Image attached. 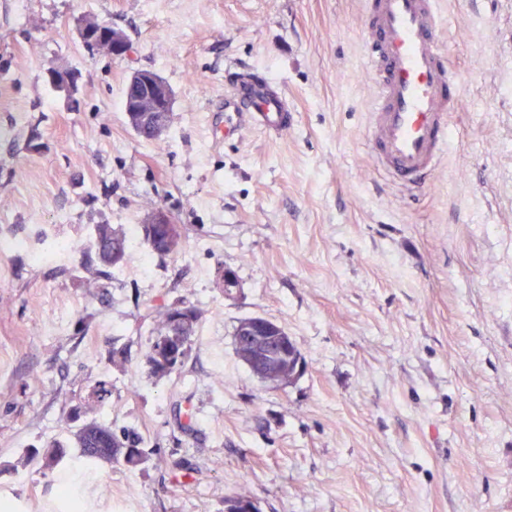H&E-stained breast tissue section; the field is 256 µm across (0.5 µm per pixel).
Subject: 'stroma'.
Returning a JSON list of instances; mask_svg holds the SVG:
<instances>
[{"instance_id":"35a3bbf8","label":"stroma","mask_w":512,"mask_h":512,"mask_svg":"<svg viewBox=\"0 0 512 512\" xmlns=\"http://www.w3.org/2000/svg\"><path fill=\"white\" fill-rule=\"evenodd\" d=\"M366 7L0 0V502L13 512H69L60 471L22 458L66 437L103 375L97 418L136 429L151 459L82 472L81 512H224L238 494L260 512H512V0H440L461 99L417 197L366 147ZM85 19L122 29L132 54L89 50ZM51 64L76 71L74 95L48 82ZM238 66L286 96L283 135L216 138ZM138 69L173 92L152 141L123 109ZM156 206L183 230L177 255L143 241ZM98 224L129 242L89 290ZM179 299L199 308L197 335L181 371L156 378L153 315ZM250 316L296 343L293 382L268 386L236 357Z\"/></svg>"}]
</instances>
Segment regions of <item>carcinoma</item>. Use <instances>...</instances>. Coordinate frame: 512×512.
<instances>
[{"label":"carcinoma","instance_id":"1","mask_svg":"<svg viewBox=\"0 0 512 512\" xmlns=\"http://www.w3.org/2000/svg\"><path fill=\"white\" fill-rule=\"evenodd\" d=\"M127 247L128 239L122 229L110 224L95 225L94 261L97 269L87 280V287H95L96 277L104 274L105 269L117 266V261L125 258ZM178 305L180 308L175 311L170 306H162L155 311L153 332L156 336L152 337L146 359L156 377L167 376L184 365L196 334L200 310L185 301L178 302ZM175 313L181 317L176 323L173 322ZM301 367L303 357L294 347L288 357L280 361L267 382L277 386L287 380L292 381L299 375ZM111 397L112 383L109 380L99 378L90 385L89 405L101 406ZM149 456L150 452L137 432L131 429L116 431L111 425L91 417L71 429L67 440L48 444L42 454L34 451L26 455L25 463L37 462L48 471L74 459H82L91 465L109 460L137 468L145 465Z\"/></svg>","mask_w":512,"mask_h":512}]
</instances>
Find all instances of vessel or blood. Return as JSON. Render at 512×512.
Here are the masks:
<instances>
[{
	"mask_svg": "<svg viewBox=\"0 0 512 512\" xmlns=\"http://www.w3.org/2000/svg\"><path fill=\"white\" fill-rule=\"evenodd\" d=\"M439 0H367L361 17L367 78L374 102L367 127L375 167L403 189L422 188L449 148L448 118L457 103L459 75L439 48ZM235 123L228 136L250 128L287 129L288 101L252 73L231 85Z\"/></svg>",
	"mask_w": 512,
	"mask_h": 512,
	"instance_id": "vessel-or-blood-1",
	"label": "vessel or blood"
}]
</instances>
